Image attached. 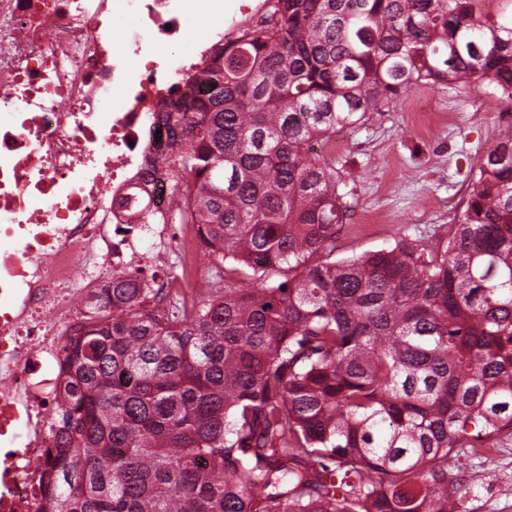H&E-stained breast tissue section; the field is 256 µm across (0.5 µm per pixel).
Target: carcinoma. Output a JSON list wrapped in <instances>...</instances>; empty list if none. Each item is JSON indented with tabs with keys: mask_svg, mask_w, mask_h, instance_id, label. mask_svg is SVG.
I'll return each mask as SVG.
<instances>
[{
	"mask_svg": "<svg viewBox=\"0 0 512 512\" xmlns=\"http://www.w3.org/2000/svg\"><path fill=\"white\" fill-rule=\"evenodd\" d=\"M482 2L274 0L173 99L162 223L203 226L214 289L88 295L44 512H470L451 461L512 425V123L442 250L314 260L348 207L312 145L420 84L512 100V15Z\"/></svg>",
	"mask_w": 512,
	"mask_h": 512,
	"instance_id": "carcinoma-1",
	"label": "carcinoma"
}]
</instances>
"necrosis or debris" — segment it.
Masks as SVG:
<instances>
[{
	"label": "necrosis or debris",
	"instance_id": "necrosis-or-debris-1",
	"mask_svg": "<svg viewBox=\"0 0 512 512\" xmlns=\"http://www.w3.org/2000/svg\"><path fill=\"white\" fill-rule=\"evenodd\" d=\"M225 2L0 0V512L43 510L62 347L98 272L138 268L190 307L210 289L201 225L137 217L171 202L155 95L270 8Z\"/></svg>",
	"mask_w": 512,
	"mask_h": 512
}]
</instances>
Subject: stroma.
Here are the masks:
<instances>
[{"mask_svg":"<svg viewBox=\"0 0 512 512\" xmlns=\"http://www.w3.org/2000/svg\"><path fill=\"white\" fill-rule=\"evenodd\" d=\"M432 112L420 124L413 107ZM506 101L483 86L418 85L357 126L338 131L339 149L326 158L344 173V224L332 242L343 259L390 247L403 239L426 247L443 245L472 189L469 172L498 134ZM474 491L470 512H512V440H499L485 456L459 459Z\"/></svg>","mask_w":512,"mask_h":512,"instance_id":"1","label":"stroma"}]
</instances>
